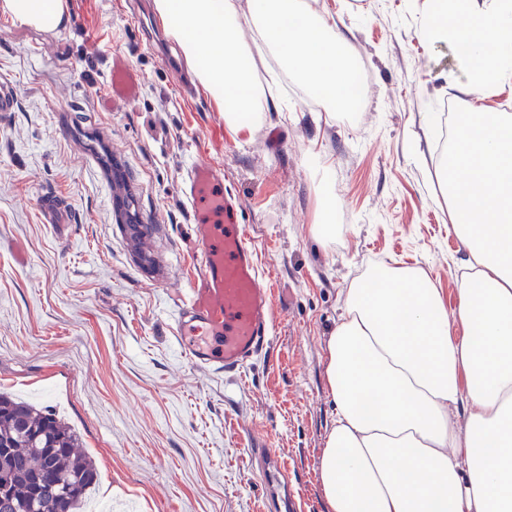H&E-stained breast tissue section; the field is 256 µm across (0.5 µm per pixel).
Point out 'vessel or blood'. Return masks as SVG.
I'll return each mask as SVG.
<instances>
[{"mask_svg":"<svg viewBox=\"0 0 512 512\" xmlns=\"http://www.w3.org/2000/svg\"><path fill=\"white\" fill-rule=\"evenodd\" d=\"M139 89L138 72L123 58L113 57V100H132ZM181 193L193 211L200 269L175 311L179 353L206 371L233 374L270 343L275 317L272 290L259 270L248 227L241 220V204L224 186L223 168L205 159L194 162ZM38 206L44 223H64L65 208L56 196L41 195ZM252 453L272 507L287 512L288 488L276 452L259 441Z\"/></svg>","mask_w":512,"mask_h":512,"instance_id":"vessel-or-blood-1","label":"vessel or blood"}]
</instances>
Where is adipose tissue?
<instances>
[{"label": "adipose tissue", "instance_id": "adipose-tissue-1", "mask_svg": "<svg viewBox=\"0 0 512 512\" xmlns=\"http://www.w3.org/2000/svg\"><path fill=\"white\" fill-rule=\"evenodd\" d=\"M167 34L232 131L269 109L242 27L256 30L280 69L325 111L346 98L352 70L336 24L306 0H153ZM0 13L46 30L61 0H0ZM423 32L453 41L470 62L462 92L512 79V0L427 8ZM446 172L451 229L461 242L456 302L419 269L384 268L352 280L325 343L324 379L336 405L318 470L328 512H512V115L463 114ZM464 409L456 426L453 410Z\"/></svg>", "mask_w": 512, "mask_h": 512}]
</instances>
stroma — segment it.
<instances>
[{"instance_id": "stroma-1", "label": "stroma", "mask_w": 512, "mask_h": 512, "mask_svg": "<svg viewBox=\"0 0 512 512\" xmlns=\"http://www.w3.org/2000/svg\"><path fill=\"white\" fill-rule=\"evenodd\" d=\"M127 2L67 0L54 31L0 15V85L17 96L0 116V392L75 429L98 473L90 496L112 512H264L254 432L279 454L296 512H326L318 469L335 413L323 360L343 290L378 260L406 261L454 305L463 253L440 168L442 105L512 114V85L461 95L469 68L422 33L427 0H308L355 53L363 110L324 112L283 74L251 132L216 139L223 112L205 90L182 95L180 47ZM116 53L143 77L118 103ZM203 157L223 165L274 291L272 346L240 378L181 358L173 330L199 271L180 185ZM46 191L67 202L68 223H43ZM327 194L332 243L311 231Z\"/></svg>"}]
</instances>
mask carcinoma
<instances>
[{
	"instance_id": "cac0c4a2",
	"label": "carcinoma",
	"mask_w": 512,
	"mask_h": 512,
	"mask_svg": "<svg viewBox=\"0 0 512 512\" xmlns=\"http://www.w3.org/2000/svg\"><path fill=\"white\" fill-rule=\"evenodd\" d=\"M77 436L54 414L0 393V487L36 512H79L97 481Z\"/></svg>"
}]
</instances>
